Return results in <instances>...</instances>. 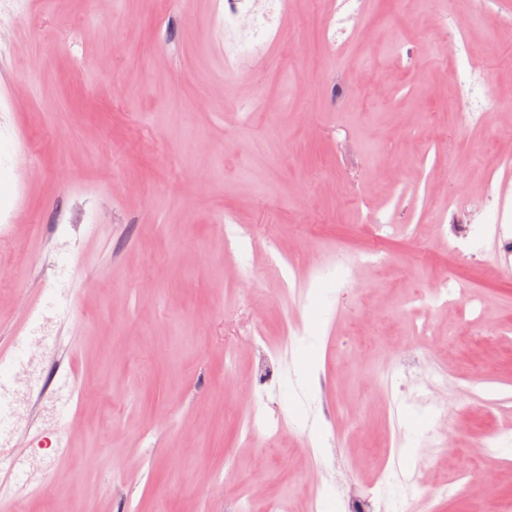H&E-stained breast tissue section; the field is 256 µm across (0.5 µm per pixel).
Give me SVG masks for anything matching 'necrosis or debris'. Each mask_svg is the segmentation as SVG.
Wrapping results in <instances>:
<instances>
[{"label":"necrosis or debris","instance_id":"4bbe7bcc","mask_svg":"<svg viewBox=\"0 0 512 512\" xmlns=\"http://www.w3.org/2000/svg\"><path fill=\"white\" fill-rule=\"evenodd\" d=\"M287 7L288 0H224V16L233 22L228 46L229 65L224 72L225 92H232L250 64L266 55L270 39L279 29ZM362 13L363 0H338L335 11L326 19L329 57H341L347 41L358 29ZM445 51L449 58L448 75L465 93L464 101L452 114V126L455 131L464 132L481 124L490 113L507 106L508 100L482 92V68L471 55L464 33H450ZM511 197L504 185L492 176L487 179L479 199H471L463 192L449 198L451 207L472 204L497 214L495 223L465 226L457 239L449 241V252L472 259L481 254L486 242L492 241L504 258H511L512 229L506 225L507 200ZM365 267L378 268L391 275L399 272L396 261L389 254L370 249L342 258L336 267L340 286L353 287L359 270ZM428 303L458 306L467 326L480 315L479 294L468 283L450 276L441 278L425 297L413 295L406 300L407 307L412 310L424 308ZM58 326V320L41 308L30 309L25 334L31 353L16 375L13 386L0 385V402L6 403L8 415L14 420L13 429H0V445L11 446L16 428L28 425L31 414H38L43 424H54L58 402L74 401L80 394L76 387L69 393H61L47 374L45 340L57 335ZM433 361L429 351L407 349L379 368L378 380L383 385L398 387L400 392L409 393L413 401L430 408L437 427L429 431L428 436L435 439L439 436V426L457 419L458 413L441 406L432 394L439 381L446 378L442 368L434 366Z\"/></svg>","mask_w":512,"mask_h":512}]
</instances>
